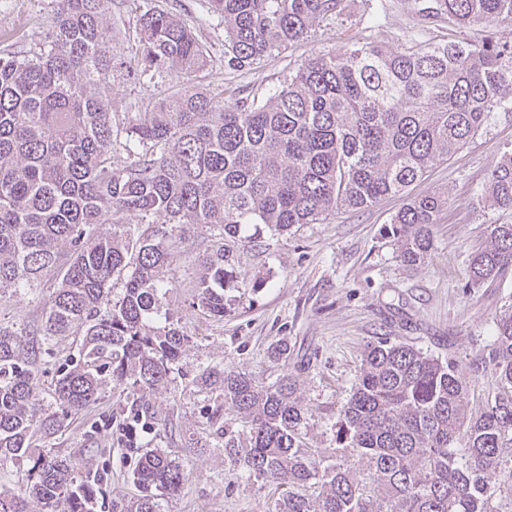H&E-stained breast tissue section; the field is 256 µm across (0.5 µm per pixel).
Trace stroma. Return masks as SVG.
<instances>
[{
	"instance_id": "stroma-1",
	"label": "stroma",
	"mask_w": 512,
	"mask_h": 512,
	"mask_svg": "<svg viewBox=\"0 0 512 512\" xmlns=\"http://www.w3.org/2000/svg\"><path fill=\"white\" fill-rule=\"evenodd\" d=\"M344 4L340 16L317 19L302 41L275 51L251 70L230 75L223 66L224 24L209 12L207 0H112L106 39L122 65L101 82L100 94L134 112L155 93L182 88L181 78L170 72L150 79L127 71L139 52L138 19L149 8L172 13L193 27L212 58L211 68L197 73L193 84L204 92L223 85L228 103L249 91L277 86L315 55L361 43L398 50L441 40L512 43V23L437 25L419 14L418 0ZM56 10L57 0H13L11 8L0 11V56L38 43ZM511 150L512 111L495 110L463 150L411 186L413 196L448 193L434 249L414 271L402 266L387 235L403 198L391 197L366 210L341 208L320 223L297 225L288 235L257 246L236 242L235 288L228 292L224 318L218 321L190 307L210 236L192 229L178 240L164 307L193 341L174 380L145 398L157 418L153 446L166 449L188 475L170 500L169 512H268L274 498L271 487L245 481L216 449L205 428L215 397L192 385L202 369L232 367L263 384L284 371H298L297 394L308 410L306 442L328 457L339 447L337 413L360 372L363 351L375 337H397L461 361L493 341L497 320L512 314V274L475 286L470 263L485 241L487 225L512 224V214L481 202L492 171ZM49 293L41 286L0 301V324L36 323ZM279 342L287 344L288 357L276 364L267 349ZM117 411L114 390L106 388L89 416L39 437L37 443L76 456L90 469H105L107 493L130 498L138 493L130 472L140 451L121 441L112 420Z\"/></svg>"
}]
</instances>
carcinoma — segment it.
Here are the masks:
<instances>
[{
    "mask_svg": "<svg viewBox=\"0 0 512 512\" xmlns=\"http://www.w3.org/2000/svg\"><path fill=\"white\" fill-rule=\"evenodd\" d=\"M112 0H58L55 21L30 56H0V299L49 281L38 323L0 326V467H23V485L0 490V512H91L104 474L36 447L101 398L106 374L134 396L118 426L130 445L152 434L140 403L162 389L189 346L163 306L176 231L196 226L215 244L193 307L224 318L235 288L228 240L278 238L345 207L405 196L436 161L461 149L512 86V43H429L398 51L367 43L318 54L268 91L224 103V90L191 85L156 96L134 114L98 96L112 75L106 44ZM224 22V71L250 70L307 37L343 0H208ZM430 22H512V0H424ZM141 74L188 79L209 54L192 27L146 10L139 18ZM119 145L133 161L112 162ZM481 202L512 211V152L492 171ZM448 193L413 197L391 221L401 263L414 269L433 247ZM112 225V233L100 227ZM254 233L247 234L249 228ZM512 270V224L487 227L473 256L479 285ZM122 284L113 295L114 282ZM75 356L60 363L54 340ZM54 365L51 399L38 398ZM496 377L480 414L462 369ZM196 386L217 393L233 422L207 428L241 477L275 487L274 512H498L487 474L512 448V314L489 348L466 364L380 336L365 349L338 410L344 455L324 463L303 442L307 412L296 377L262 385L232 368L207 367ZM355 457L363 477L348 464ZM139 494L111 512H165L186 474L163 448L130 473Z\"/></svg>",
    "mask_w": 512,
    "mask_h": 512,
    "instance_id": "carcinoma-1",
    "label": "carcinoma"
}]
</instances>
